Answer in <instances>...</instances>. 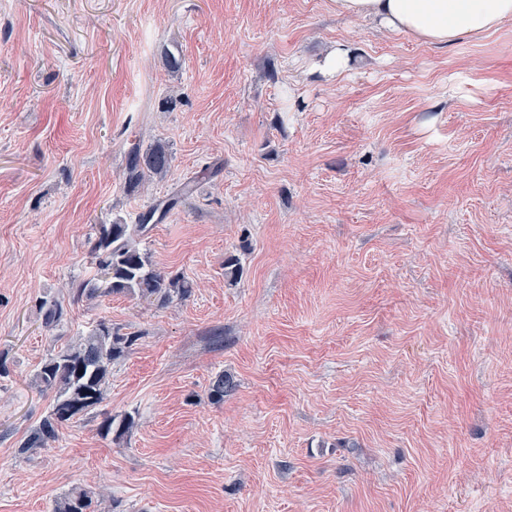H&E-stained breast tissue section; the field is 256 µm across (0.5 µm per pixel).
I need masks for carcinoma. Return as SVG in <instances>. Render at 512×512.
Here are the masks:
<instances>
[{
	"mask_svg": "<svg viewBox=\"0 0 512 512\" xmlns=\"http://www.w3.org/2000/svg\"><path fill=\"white\" fill-rule=\"evenodd\" d=\"M172 155L159 141L146 149L135 145L128 152L124 173L127 190L138 189L152 176L164 175L171 166ZM192 194L189 183L181 185L172 197L158 202L138 217L136 224H99L91 247L96 260L97 277L80 282L72 289V302L90 301L97 297L127 293L144 299H153L164 305L173 299H182L191 292V284L175 274L158 271L149 253L143 251L138 238L147 225L161 222L175 206ZM45 325L53 326L61 316L62 306L56 300H44ZM135 337L127 336L106 321H99L89 332L61 348L47 358L34 375V385L42 394L53 393L48 414L31 431L22 444L21 451L44 448L56 441L60 430L88 413L104 399L109 383L112 361L129 349ZM233 387L231 379L219 374L212 381L209 396L224 400V394ZM131 427L123 419L115 421L106 413L99 423L101 434H115L122 438ZM55 512H96L93 497L84 489H76L56 501Z\"/></svg>",
	"mask_w": 512,
	"mask_h": 512,
	"instance_id": "carcinoma-1",
	"label": "carcinoma"
}]
</instances>
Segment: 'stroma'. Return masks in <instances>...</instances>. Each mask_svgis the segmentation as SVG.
Wrapping results in <instances>:
<instances>
[{
  "mask_svg": "<svg viewBox=\"0 0 512 512\" xmlns=\"http://www.w3.org/2000/svg\"><path fill=\"white\" fill-rule=\"evenodd\" d=\"M338 44L346 73L313 74ZM157 140L169 171L127 192ZM189 180L140 246L190 296L70 304L93 225ZM100 320L136 336L103 403L20 452L40 363ZM0 363V512L76 487L98 512H512V21L438 47L329 0H0ZM172 155L167 146L159 141L142 150L135 145L128 152L124 173L127 190L135 191L152 176H163L171 166Z\"/></svg>",
  "mask_w": 512,
  "mask_h": 512,
  "instance_id": "35a3bbf8",
  "label": "stroma"
}]
</instances>
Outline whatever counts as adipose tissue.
I'll list each match as a JSON object with an SVG mask.
<instances>
[{
	"instance_id": "1",
	"label": "adipose tissue",
	"mask_w": 512,
	"mask_h": 512,
	"mask_svg": "<svg viewBox=\"0 0 512 512\" xmlns=\"http://www.w3.org/2000/svg\"><path fill=\"white\" fill-rule=\"evenodd\" d=\"M333 11L366 19L393 33L451 45L512 20V0H330Z\"/></svg>"
}]
</instances>
